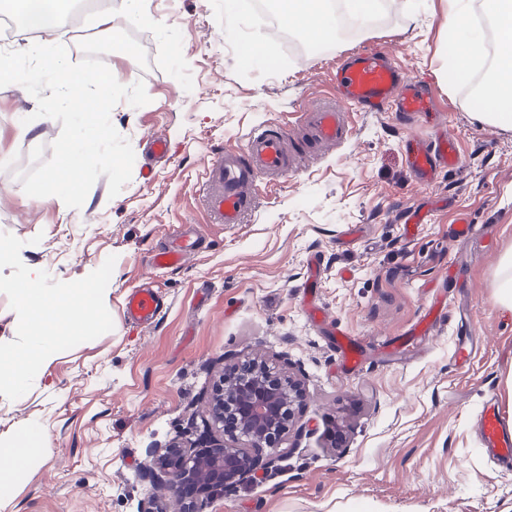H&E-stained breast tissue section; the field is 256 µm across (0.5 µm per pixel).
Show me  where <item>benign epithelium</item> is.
<instances>
[{"mask_svg": "<svg viewBox=\"0 0 512 512\" xmlns=\"http://www.w3.org/2000/svg\"><path fill=\"white\" fill-rule=\"evenodd\" d=\"M252 369L239 378L235 368L223 373L225 397L215 400L212 416L224 424V415L233 410L239 418V437L252 448H267L266 468L275 470L281 458L280 445L294 422V395L291 384L270 387L264 379L265 365L251 363ZM203 448L199 455H171L162 451L154 456V468L165 477V482L177 499H182L183 488L191 483L199 493L212 495L224 486L245 481L253 472V458L233 439L216 443L206 430L197 438Z\"/></svg>", "mask_w": 512, "mask_h": 512, "instance_id": "1", "label": "benign epithelium"}]
</instances>
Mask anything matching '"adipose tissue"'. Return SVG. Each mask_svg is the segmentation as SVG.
<instances>
[{
    "instance_id": "obj_1",
    "label": "adipose tissue",
    "mask_w": 512,
    "mask_h": 512,
    "mask_svg": "<svg viewBox=\"0 0 512 512\" xmlns=\"http://www.w3.org/2000/svg\"><path fill=\"white\" fill-rule=\"evenodd\" d=\"M47 0H20V9L26 20L24 27L33 32L26 48L38 62L40 72L54 75L53 90L44 108L53 112L75 106L91 87L97 86L96 77L82 72L66 71L64 63L52 43L60 26L46 8ZM283 22H308L312 33L323 40L331 39L335 29L323 8V0H278ZM481 9L492 19L497 29L498 54L490 76L479 89L480 98L487 104L480 113L482 122L512 129V0H448V38L459 41L457 52L448 60L453 73L471 71L483 59V40L471 35L472 13Z\"/></svg>"
}]
</instances>
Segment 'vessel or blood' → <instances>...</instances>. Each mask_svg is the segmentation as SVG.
Segmentation results:
<instances>
[{
    "instance_id": "obj_1",
    "label": "vessel or blood",
    "mask_w": 512,
    "mask_h": 512,
    "mask_svg": "<svg viewBox=\"0 0 512 512\" xmlns=\"http://www.w3.org/2000/svg\"><path fill=\"white\" fill-rule=\"evenodd\" d=\"M332 82L338 103L316 101L300 109L299 134L260 125L249 132L243 149L217 151L204 164L198 184L210 223H242L254 205L261 181L277 180L301 168L305 153L303 138H311L324 149L340 145L351 133L348 113L398 112L411 120L431 111L436 101L429 85L410 78L386 52L348 55L337 63ZM402 150L411 174L424 184L432 182L440 168L461 167L455 140L445 132L430 141L408 137L402 143ZM193 253L189 244L163 247L153 252L150 263L157 270L174 269L185 265ZM319 281V272L310 271L302 291V304L307 317L322 326L326 315L317 296ZM159 297L155 288L131 289L126 297L127 316L141 326L153 325L160 314ZM356 345V338L345 332L336 340L342 362L352 372L361 367ZM480 426L484 441L496 446L500 456L512 459V441L505 436L507 423L500 410H484Z\"/></svg>"
}]
</instances>
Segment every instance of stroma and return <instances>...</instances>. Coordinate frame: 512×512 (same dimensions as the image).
<instances>
[{
  "instance_id": "stroma-1",
  "label": "stroma",
  "mask_w": 512,
  "mask_h": 512,
  "mask_svg": "<svg viewBox=\"0 0 512 512\" xmlns=\"http://www.w3.org/2000/svg\"><path fill=\"white\" fill-rule=\"evenodd\" d=\"M256 3L144 0L145 19L116 15L148 64L123 52L102 60L120 83L143 81L150 101L111 111L135 154L114 197L104 175L77 209L27 196L18 174L36 146L52 157L62 124L36 118L27 133L35 99L21 85L0 87V232L24 240L23 263L57 281L116 258L104 294L113 329L58 353L22 397H0V442L28 437L38 456L15 472L0 512H142L150 500L166 512H512V466L494 463L478 426L484 407L512 404V310L494 299L512 252V129L480 121L484 102L449 72L447 0H377L370 20L350 18L356 36L336 33L313 53L266 36ZM375 45L434 86L462 170L420 186L401 141L428 138L431 126L356 112L345 143L261 187L242 223H208L196 172L211 152L242 147L252 128L280 126L330 96L340 56ZM155 135L173 153L152 163ZM412 208L428 211V222L406 228ZM463 218L480 231L469 243L455 235ZM185 224L201 227L194 260L155 272L151 251ZM352 224L362 234L348 245L341 235ZM454 263L467 271L462 295L448 276ZM314 265L334 326L359 339L360 372L342 370L329 332L301 309ZM149 281L163 308L142 328L124 302ZM435 298L445 314L412 356L382 354L380 343L408 338ZM256 353L301 380V436L283 442L276 475L176 502L152 476V450L188 445L210 418L225 360Z\"/></svg>"
}]
</instances>
